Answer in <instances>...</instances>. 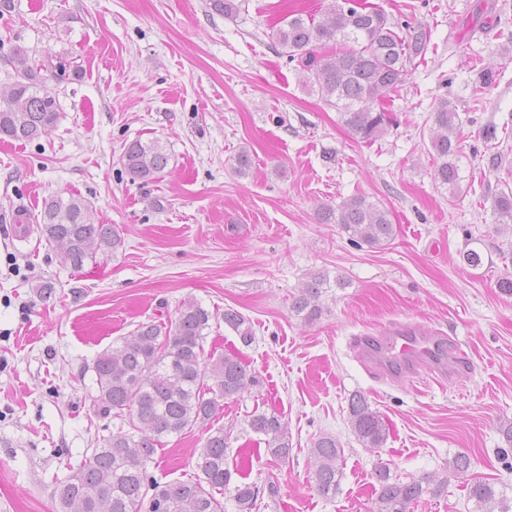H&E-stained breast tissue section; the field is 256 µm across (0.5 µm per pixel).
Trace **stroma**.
Here are the masks:
<instances>
[{"label":"stroma","mask_w":512,"mask_h":512,"mask_svg":"<svg viewBox=\"0 0 512 512\" xmlns=\"http://www.w3.org/2000/svg\"><path fill=\"white\" fill-rule=\"evenodd\" d=\"M236 2L232 15L210 0H8L0 10V82L18 45L67 67L50 84L56 125L30 143L0 140V512H57L56 483L119 426L92 410L97 355L139 323L175 319L187 299L213 314L206 351L237 353L256 378L213 420L230 435V464L261 490L252 512H372L380 460L401 480L444 482L410 512H476V479L512 496V445L500 431L512 421V295L498 286L512 275V232L492 210L512 189V0H368L432 31L372 142L302 86L298 63L271 39L293 13L322 19L329 0ZM444 100L462 132L452 190L433 177L430 145ZM136 139L169 154L158 179L124 170ZM356 194L388 210L392 240L357 246L320 221L323 205ZM72 195L124 239L79 271L38 232L12 239L15 209L33 221L45 199ZM473 237L485 253L476 269L461 258ZM317 272L329 278L323 313L306 324L291 300ZM227 309L246 318L252 344L224 324ZM400 325L445 337L446 376L394 382L361 366L352 337ZM356 392L389 428L382 448L351 431ZM257 409L287 422L286 459L269 460L245 431ZM322 435L343 450L329 496L314 487L310 457ZM204 438L201 427L169 438L149 474L193 476ZM461 452L472 465L457 473Z\"/></svg>","instance_id":"1"}]
</instances>
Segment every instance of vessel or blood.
<instances>
[{"label":"vessel or blood","instance_id":"1","mask_svg":"<svg viewBox=\"0 0 512 512\" xmlns=\"http://www.w3.org/2000/svg\"><path fill=\"white\" fill-rule=\"evenodd\" d=\"M361 352L370 359L385 357L407 374L420 369L436 372L440 369L442 339L413 327L397 328L382 336L366 337Z\"/></svg>","mask_w":512,"mask_h":512}]
</instances>
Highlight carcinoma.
<instances>
[{"label": "carcinoma", "mask_w": 512, "mask_h": 512, "mask_svg": "<svg viewBox=\"0 0 512 512\" xmlns=\"http://www.w3.org/2000/svg\"><path fill=\"white\" fill-rule=\"evenodd\" d=\"M275 39L289 61L301 65L302 85L336 107L357 137L371 141L383 133L389 120L377 104L403 82L416 60H425L431 30L421 23H394L383 10L369 8L361 0H331L319 22L300 13L289 15L276 29ZM330 45L343 50L315 54ZM12 60L22 67L15 68L7 91L0 92V137L32 142L46 134L59 115L56 97L47 96L41 71H54L60 78L66 67L61 60L33 66L21 46L14 48ZM456 121L457 112L442 103L434 112L431 133L434 179L450 189L461 180ZM168 164V154L153 141L135 140L122 156L125 171L144 182L158 178ZM492 208L499 223L509 228L512 191L494 196ZM320 219L340 225L356 243L377 245L396 234L389 212L361 196L334 208L322 207ZM37 231L55 248L61 263L73 269L88 260L106 259L123 246L116 228L95 222L89 203L74 195L45 200ZM326 283L325 275L313 274L293 297L291 310L301 321L310 324L321 317ZM211 319V312L200 303L187 300L176 319L142 322L121 343L98 354L94 362L98 407L124 418L128 429L104 438L84 464L57 485L59 512H224V490L230 487L239 512L252 509L259 488L245 482L231 485L228 436L222 428L206 430L196 451L195 478L161 484L148 475V465L166 438L206 426L224 410L226 401L240 397L254 383L237 353H205V330ZM223 319L242 344L252 342L251 328L242 315L227 309ZM348 420L364 447H382L387 425L364 395L350 396ZM245 425L263 437L273 460L288 457V426L282 416L255 410ZM310 455L316 488L327 496L338 485L341 448L335 438L322 436ZM375 478L376 512H408L425 492L438 495L444 487L440 482L431 488L428 479L402 482L383 462L377 464ZM470 497L478 512H512L506 494L496 493L487 482H474Z\"/></svg>", "instance_id": "obj_1"}]
</instances>
